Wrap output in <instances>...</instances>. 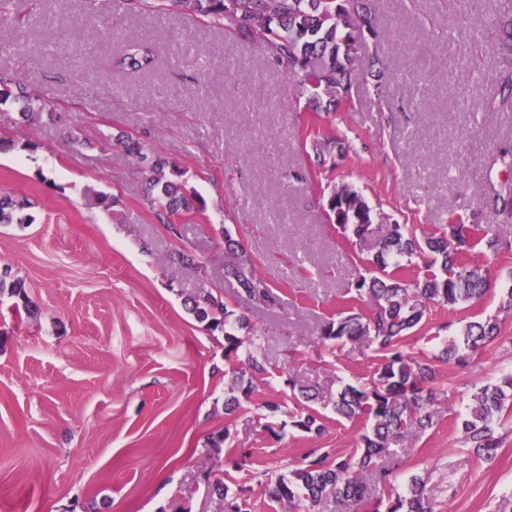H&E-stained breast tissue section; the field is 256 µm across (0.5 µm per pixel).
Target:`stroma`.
Returning a JSON list of instances; mask_svg holds the SVG:
<instances>
[{
    "instance_id": "1",
    "label": "stroma",
    "mask_w": 512,
    "mask_h": 512,
    "mask_svg": "<svg viewBox=\"0 0 512 512\" xmlns=\"http://www.w3.org/2000/svg\"><path fill=\"white\" fill-rule=\"evenodd\" d=\"M512 0H377L378 37L352 75L350 107L314 114L285 66L198 15L130 14L122 0H11L0 69L46 104L27 123L0 111V195L25 201L29 224H0V271L24 279L38 312L0 305V512H221L207 479L252 490L274 512L262 472L288 473L310 448L345 454L363 424L333 412L343 384L364 382L378 355L326 342L317 328L351 307L350 286L374 250L331 224L326 200L354 184L378 235L408 224L433 232L449 214L498 238L477 303L432 306L404 347L415 356L471 321L497 339L468 366L439 365L448 386L436 426L397 445L399 484L421 476L438 512H512V419L494 458L468 451L458 414L477 388L512 372V219L486 201L512 184L497 156L512 149V111H497L487 52ZM117 39H104L103 26ZM159 54L150 77L112 72L124 41ZM390 66L376 79L370 59ZM235 64L233 78L225 67ZM346 143L318 165L313 132ZM166 156L194 211L168 230L143 201L152 173L120 140ZM108 196L109 211L92 203ZM239 240L283 303L248 301L225 271V236ZM195 255L185 266L178 252ZM208 291L245 314L260 360L282 373L234 415L224 413L223 331L186 298ZM450 331H443V324ZM295 376L315 389L326 430L290 423ZM286 405L266 417L267 393ZM229 433L220 453L208 437Z\"/></svg>"
}]
</instances>
